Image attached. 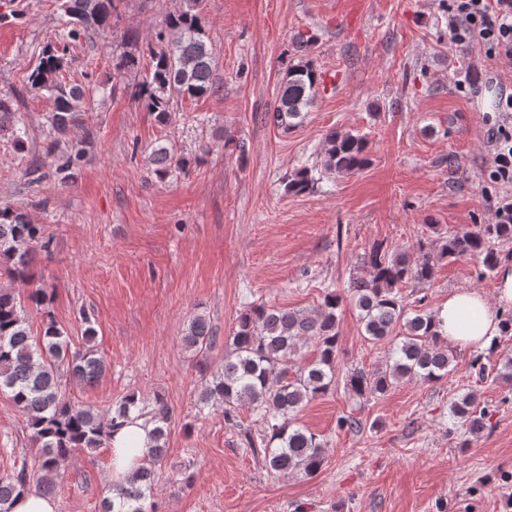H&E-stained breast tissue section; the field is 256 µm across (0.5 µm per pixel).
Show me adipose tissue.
Masks as SVG:
<instances>
[{
  "label": "adipose tissue",
  "instance_id": "adipose-tissue-1",
  "mask_svg": "<svg viewBox=\"0 0 512 512\" xmlns=\"http://www.w3.org/2000/svg\"><path fill=\"white\" fill-rule=\"evenodd\" d=\"M512 305V264L500 265L494 299L470 289L450 291L435 313L437 330L449 344L484 348L500 333V311ZM152 427L136 419L112 435L108 478L116 483L132 476L153 445Z\"/></svg>",
  "mask_w": 512,
  "mask_h": 512
}]
</instances>
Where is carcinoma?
Masks as SVG:
<instances>
[{
  "instance_id": "1",
  "label": "carcinoma",
  "mask_w": 512,
  "mask_h": 512,
  "mask_svg": "<svg viewBox=\"0 0 512 512\" xmlns=\"http://www.w3.org/2000/svg\"><path fill=\"white\" fill-rule=\"evenodd\" d=\"M122 0H61L65 28L59 40L81 34L90 39L105 37L112 31ZM203 0H180V6L167 13L156 32L157 44L142 45L134 31L124 34L120 51L112 55L115 75L138 73L144 59L149 67L142 80L131 86V94L164 124L180 98L198 99L219 91L214 77V48L202 21ZM69 64L65 53L46 45L38 64L28 77L31 86L53 99V111L46 118V151L57 156L55 173L67 182L83 160L85 148L69 138L73 129L85 125L91 105L85 89L65 85L59 80ZM316 69L303 62L290 63L273 103V119L286 130L313 103L319 92ZM0 131L10 133L15 147L23 152L28 139L25 113L17 97L0 92ZM154 173L160 177L172 167L184 168L185 158L176 159L168 147L153 150ZM369 162L368 141L364 134L329 132L325 137L320 168L345 175L364 168ZM315 166L303 165L285 178V191L300 194L316 181ZM512 240V224H476L451 232L434 255L410 259L403 252L373 248L364 257L368 277L351 284L359 320L369 340L399 336L391 363L369 375L354 369L345 377L348 390L356 397L383 394L402 379L436 382L451 372L452 358L447 342L434 330V314L407 316L399 288L409 281L425 284L434 276L435 265L462 256L481 260L484 271L496 272L501 260L495 250L498 241ZM48 250L44 226L29 222L26 214L9 206L0 207V260L10 264L9 276L26 277L32 262V244ZM339 296L330 292L315 312L281 309L264 303L247 302L238 316L232 336V349L224 364L202 375L198 397L201 409L220 406L224 422L239 426L237 409L248 406L256 411L265 428L259 438L244 432L252 451L263 453L270 473L315 475L323 465L324 451L316 435L295 425V416L304 403L326 394L336 382V356L339 343L336 309ZM85 346L73 351L54 322H48L39 337L32 336L20 299L0 292V392L10 395L25 415L34 440L40 444L38 469L44 490L52 488L60 465L77 448L93 453L109 445L112 429L131 415L153 425L154 446L150 458L124 484L104 498L101 512H149L147 498L158 482L156 466L166 455L170 411L166 399L158 394L145 405L133 393L113 404L106 415L89 405L68 401L62 380L88 385L107 371L106 359L94 348L96 330L88 316ZM312 340L318 356L290 373L288 357L297 354L301 342ZM210 321L202 314L189 322L183 345L196 354H205L217 344ZM476 393L467 392L449 408L452 417L462 420L473 434L487 425V413L475 406ZM29 469L23 460L8 476L0 477V512L20 489L29 486Z\"/></svg>"
}]
</instances>
